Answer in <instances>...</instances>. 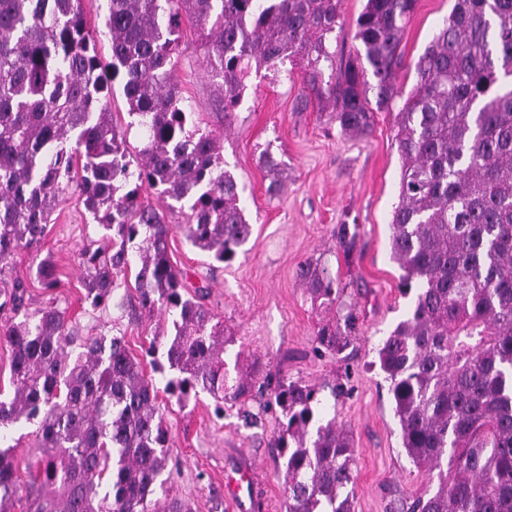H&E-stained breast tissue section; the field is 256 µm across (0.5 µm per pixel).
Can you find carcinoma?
<instances>
[{"label": "carcinoma", "mask_w": 512, "mask_h": 512, "mask_svg": "<svg viewBox=\"0 0 512 512\" xmlns=\"http://www.w3.org/2000/svg\"><path fill=\"white\" fill-rule=\"evenodd\" d=\"M343 0H108L110 72L81 0H0V274L44 237L76 185L104 230L105 246L81 253L85 301L106 308L119 276L135 267L144 315L172 316L164 392L180 404L203 391L223 403L249 396L255 372L229 375L224 325L186 290L170 262L179 230L215 262L232 261L252 225L238 183L224 169V142L196 125L174 78L184 19L224 93L239 106L251 69L303 63L302 83L331 119L357 137L377 112L395 113L401 159L390 256L415 291L409 317L379 345L401 445L437 480L407 512H512V0H455L414 62L415 85L398 83L406 21L417 0H365L354 51L333 34ZM331 70L324 78L325 70ZM146 129L133 156L112 121V80ZM158 191L159 204L141 199ZM179 214L180 224L167 217ZM344 253L355 243L336 225ZM35 278L61 287L54 263ZM298 278L313 303L336 305V279L306 260ZM24 280L0 287V338L12 351L13 395L0 399V428L39 424L30 472L31 512H190L169 496L171 435L159 388L125 335L87 336L67 309L29 307ZM319 323L315 340L341 352L356 334ZM274 440L284 459L286 512H352L355 449L336 418L316 417L318 391L278 380ZM18 491L13 446L0 434V512Z\"/></svg>", "instance_id": "1"}]
</instances>
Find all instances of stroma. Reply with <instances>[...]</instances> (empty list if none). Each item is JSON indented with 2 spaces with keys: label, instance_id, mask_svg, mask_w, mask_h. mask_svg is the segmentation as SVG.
I'll return each mask as SVG.
<instances>
[{
  "label": "stroma",
  "instance_id": "35a3bbf8",
  "mask_svg": "<svg viewBox=\"0 0 512 512\" xmlns=\"http://www.w3.org/2000/svg\"><path fill=\"white\" fill-rule=\"evenodd\" d=\"M453 4L418 0L401 43L406 61L424 50ZM182 39L185 48L174 70L181 95L201 128L223 135L224 167L238 182L253 230L229 263L212 261L178 232L170 239L169 256L202 287L204 304L223 322L226 360L257 366L260 376L245 405H225L220 417L206 393L183 406L163 401L172 436L169 493L188 502L191 512H238L224 482L247 472L254 485L242 497L245 512H285L284 460L271 446L282 416L267 388L283 377L316 387L323 419H335L348 431L355 448L354 512H403L406 500L426 490L427 478L401 446L389 383L377 362L380 343L409 316L415 299L402 291L401 271L390 258L389 221L401 166L394 115L376 113L368 137H348L328 113L306 102L300 67L286 63L251 73L236 112L225 117L196 29L184 25ZM266 150L287 172L285 189L276 196L268 192L272 176L260 162ZM54 216L40 246L15 259L13 273L25 281L30 302H47L34 268L52 260L63 282L59 303L68 307L79 334L120 328L133 354L142 356L166 332L164 317L136 316L138 293L130 282L115 290L107 310L86 304L80 254L101 242L103 230L73 193ZM339 224L357 228L351 254L336 247L333 231ZM308 259L328 268L341 302L353 304L359 316L357 336L337 355L316 348L320 313L297 276ZM36 431L33 424L17 429L21 441L14 460L23 487L13 512H30L24 484L39 456Z\"/></svg>",
  "mask_w": 512,
  "mask_h": 512
}]
</instances>
